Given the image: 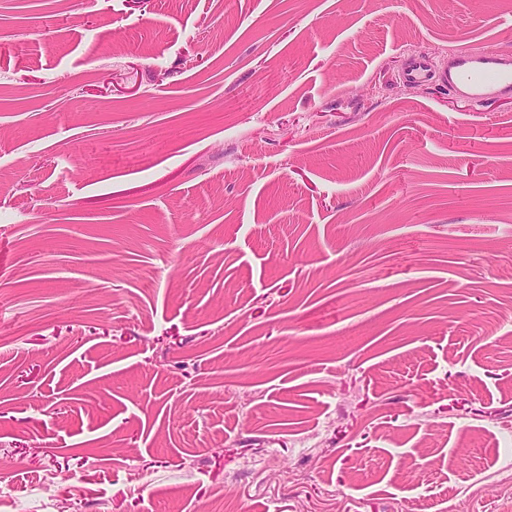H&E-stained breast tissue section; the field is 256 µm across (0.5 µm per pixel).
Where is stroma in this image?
Returning a JSON list of instances; mask_svg holds the SVG:
<instances>
[{"mask_svg": "<svg viewBox=\"0 0 512 512\" xmlns=\"http://www.w3.org/2000/svg\"><path fill=\"white\" fill-rule=\"evenodd\" d=\"M512 0H0V512H503ZM438 82L448 91L476 103L511 94L512 59L494 51L481 55L457 54L443 68ZM433 77L430 56L424 52L412 53L403 71V78L408 81H425Z\"/></svg>", "mask_w": 512, "mask_h": 512, "instance_id": "obj_1", "label": "stroma"}]
</instances>
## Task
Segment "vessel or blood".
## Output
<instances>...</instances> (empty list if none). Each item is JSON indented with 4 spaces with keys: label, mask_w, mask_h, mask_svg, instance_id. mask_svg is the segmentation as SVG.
I'll return each instance as SVG.
<instances>
[{
    "label": "vessel or blood",
    "mask_w": 512,
    "mask_h": 512,
    "mask_svg": "<svg viewBox=\"0 0 512 512\" xmlns=\"http://www.w3.org/2000/svg\"><path fill=\"white\" fill-rule=\"evenodd\" d=\"M408 81L438 79L452 93L481 103L512 93V59L490 51L481 55H455L441 74H433L432 60L423 52L412 53L403 71Z\"/></svg>",
    "instance_id": "vessel-or-blood-1"
}]
</instances>
